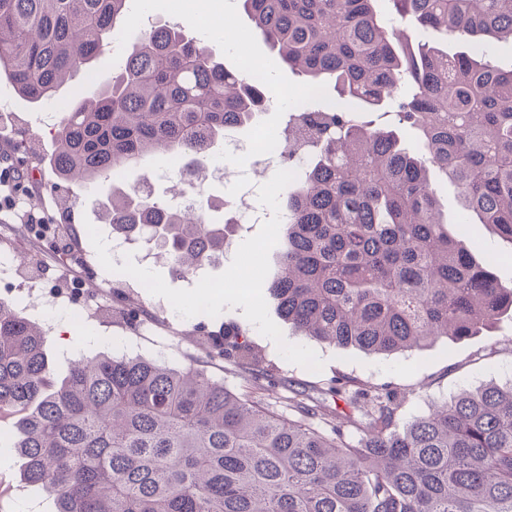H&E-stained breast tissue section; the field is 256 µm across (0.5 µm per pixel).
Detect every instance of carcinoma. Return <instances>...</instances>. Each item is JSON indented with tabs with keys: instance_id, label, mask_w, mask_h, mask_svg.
Listing matches in <instances>:
<instances>
[{
	"instance_id": "1",
	"label": "carcinoma",
	"mask_w": 512,
	"mask_h": 512,
	"mask_svg": "<svg viewBox=\"0 0 512 512\" xmlns=\"http://www.w3.org/2000/svg\"><path fill=\"white\" fill-rule=\"evenodd\" d=\"M280 63L308 90L337 93L288 112V185L279 272L267 285L301 336L391 353L441 336H474L512 313V287L448 234L429 172L454 184L462 224L512 244V69L488 39L512 43V0H237ZM452 36L394 38L395 17ZM129 19L128 0H0V79L31 104L97 59ZM264 83L229 70L176 26L152 29L112 84L83 97L51 128L63 181L108 188L112 234L145 241L184 277L224 260L227 228L210 198L190 210L126 189L112 176L144 157L189 159V174L227 133L253 125ZM418 133L411 154L402 132ZM246 332L224 328L207 359L255 371L243 392L198 366L97 353L55 376L41 328L0 300V416L22 483L52 512H512V381L464 390L401 424L400 393L330 382L340 414L288 398L284 415L255 390Z\"/></svg>"
}]
</instances>
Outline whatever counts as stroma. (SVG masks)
<instances>
[{
	"instance_id": "stroma-1",
	"label": "stroma",
	"mask_w": 512,
	"mask_h": 512,
	"mask_svg": "<svg viewBox=\"0 0 512 512\" xmlns=\"http://www.w3.org/2000/svg\"><path fill=\"white\" fill-rule=\"evenodd\" d=\"M136 11L126 26L115 32L114 39L123 50H131L151 27L177 24L184 34L205 45L216 61L228 68L243 67L245 60L270 61L268 45L254 34L248 18L239 10L225 12L220 0H211L205 12L188 10L184 0H136ZM115 69L111 59L100 57L87 66L58 95L41 105H33L17 95L12 85L0 81V126L25 130L29 157L24 166L25 183L29 188L26 199L34 208H58L62 198L74 199L70 217L79 232L85 260L101 268H110L113 277L121 280L127 301L142 307L159 327L150 331H126L112 319L111 307H101L96 316L100 323L111 326L113 332L127 334V356L154 358L162 336L175 334L176 341L165 357L170 366L186 367L200 354L199 342L205 332L234 324L245 330L247 339L261 367L270 370L277 379L275 387L262 392L265 402L278 411L287 412L288 398L297 393L314 399H324L331 380L348 377L363 385L399 388L403 397L398 411L406 422L428 413L432 404L441 403L465 389L512 381V320L503 319L494 328L460 341L439 337L420 348L389 354L369 353L356 347L339 348L317 344L297 335L284 322L275 302L263 285L278 272V254L284 245L280 225L247 224L233 237L230 252L232 262H221L206 269L208 280L221 281L228 275L230 264L251 266L254 275L250 283L231 286L226 293L212 299L208 308L195 304V292L171 273L170 263L163 252L147 255L134 246L123 253L121 260L111 261L102 254L100 245L106 236L100 230L102 190L92 186L81 188L60 183L45 158L53 148L50 129L63 112L69 111L74 99L87 97L108 86ZM299 78L287 67L276 66L268 83L269 102L257 127L232 132V139H252L255 131L273 136L283 125L291 100L289 91L300 89ZM212 165L228 164L238 181L255 194L259 209L275 212L281 202L282 182L276 175L256 178L253 158L249 153L228 160L223 146H216ZM181 162L165 157L148 156L134 168L121 171L117 182L136 184L150 176L157 197L167 198L173 189L185 187ZM435 190L451 235L465 234L483 253L498 256L491 271L499 283L512 286V244L503 241L487 225L460 224V201L457 190L447 178L434 174ZM147 275L153 282L151 294L136 288L133 279ZM38 324L52 323L47 331L46 350L54 359L56 375H65L66 353L112 351L106 340L88 337L83 328L67 322L60 312L45 309L31 313Z\"/></svg>"
}]
</instances>
